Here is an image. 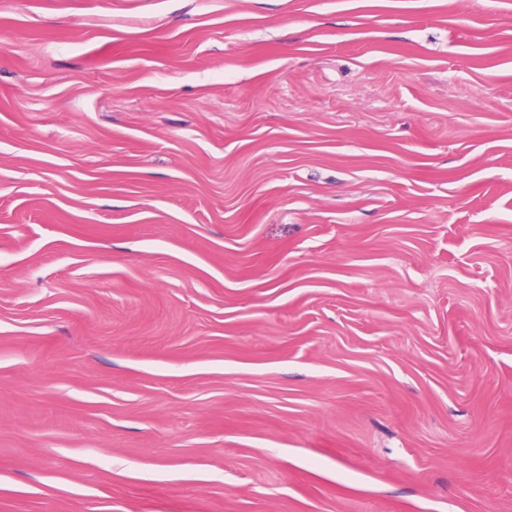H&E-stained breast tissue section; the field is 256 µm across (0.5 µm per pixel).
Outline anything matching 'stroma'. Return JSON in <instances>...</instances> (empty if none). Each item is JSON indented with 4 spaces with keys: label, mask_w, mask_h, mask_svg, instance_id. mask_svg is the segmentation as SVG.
<instances>
[{
    "label": "stroma",
    "mask_w": 512,
    "mask_h": 512,
    "mask_svg": "<svg viewBox=\"0 0 512 512\" xmlns=\"http://www.w3.org/2000/svg\"><path fill=\"white\" fill-rule=\"evenodd\" d=\"M0 512H512V0H0Z\"/></svg>",
    "instance_id": "35a3bbf8"
}]
</instances>
